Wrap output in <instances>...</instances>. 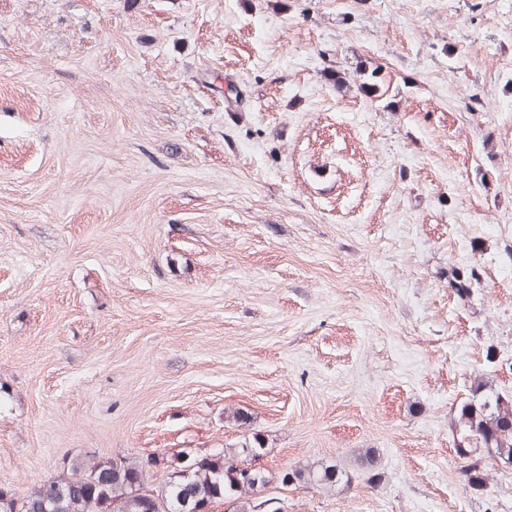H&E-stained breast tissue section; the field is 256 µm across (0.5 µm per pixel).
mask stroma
I'll return each mask as SVG.
<instances>
[{
    "mask_svg": "<svg viewBox=\"0 0 512 512\" xmlns=\"http://www.w3.org/2000/svg\"><path fill=\"white\" fill-rule=\"evenodd\" d=\"M479 375L512 395V0H0V487L256 435L348 473L283 512H512L460 473Z\"/></svg>",
    "mask_w": 512,
    "mask_h": 512,
    "instance_id": "1",
    "label": "stroma"
}]
</instances>
